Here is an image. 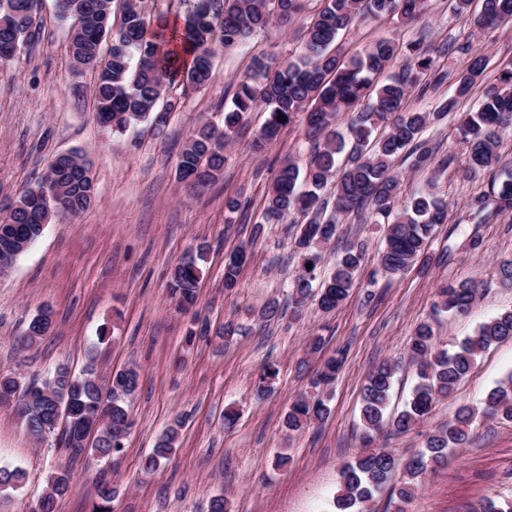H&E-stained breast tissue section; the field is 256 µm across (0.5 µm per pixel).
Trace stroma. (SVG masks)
Instances as JSON below:
<instances>
[{"label":"stroma","mask_w":512,"mask_h":512,"mask_svg":"<svg viewBox=\"0 0 512 512\" xmlns=\"http://www.w3.org/2000/svg\"><path fill=\"white\" fill-rule=\"evenodd\" d=\"M318 0H306L290 28L265 32L227 52L216 48L212 78L204 89L174 86L179 107L163 133L146 123L115 134L97 121L96 76L75 71L66 53L70 21L55 0H39L44 38L0 65V217L21 194L36 187L51 159L77 152L89 162L95 183L91 205L77 216L52 219L38 241L7 272L0 273V371L23 380L41 379L60 363L81 370L85 352L97 346L99 368L108 373L134 366L139 388L131 400L135 426L112 475L114 512H209L223 495L227 512H334L332 498L342 467L363 452L361 407L369 373L384 361L395 367L390 412L411 397L413 368L407 343L429 319L435 288L443 281L474 280L481 293L467 318L441 316L436 332L448 348L476 326L512 309V288L500 285L499 266L512 260V212L478 222L469 202L485 179L462 178L466 146L459 125L485 85L512 67V22L476 31L471 14L454 12L450 0H430L414 22L400 19L356 23L342 39L353 53L382 38L406 45L420 40L437 47L447 41L479 49L487 67L471 98L424 133L447 168L412 169L398 161L399 197L433 194L447 199L449 222L432 241L427 265L404 275L374 279L383 246L376 224L352 216L337 226L325 248L322 276H329L337 252L362 246L364 260L348 299L322 313L307 300L302 317L292 315L286 285L299 266L292 234L283 224H259L264 199L279 165L306 167L311 155L303 118L282 131L262 152L252 148L265 120L250 114L244 129L224 150L220 180L203 195L186 194L177 179L178 157L203 124H221L222 108L247 72L253 56L294 55L302 27ZM244 203L228 213L227 199ZM479 248H471V238ZM207 251L200 266L196 315L179 312L169 293L170 273L198 246ZM246 248L238 286L224 290V262ZM277 304L279 317L262 322L259 313ZM53 313L54 328L36 346L15 345L38 310ZM211 331L225 323L240 328L228 343L215 336L189 340L195 319ZM320 339L317 352L309 344ZM344 364L329 400V415L303 433L288 432L284 419L294 398L311 392L317 367L336 351ZM277 371L264 400L255 389L265 365ZM512 373V340L478 357L471 374L428 419L405 434L381 438V445L407 460L421 450L425 433L451 421L463 406L482 407L487 393ZM235 410L233 426L224 413ZM183 423L177 451L156 472L140 462L157 436L174 420ZM66 458L54 440L34 442L11 408L0 405V466L27 473L22 489L0 501V512H33L47 475ZM99 463L79 464L58 512H90L96 499ZM493 499H512V421L478 418L469 443L456 449L447 466L427 474L404 512H478Z\"/></svg>","instance_id":"35a3bbf8"}]
</instances>
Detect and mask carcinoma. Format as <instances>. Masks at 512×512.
Here are the masks:
<instances>
[{
	"mask_svg": "<svg viewBox=\"0 0 512 512\" xmlns=\"http://www.w3.org/2000/svg\"><path fill=\"white\" fill-rule=\"evenodd\" d=\"M304 2L198 0L180 28L183 50L193 53L189 67L180 52L170 48L164 21L152 24L143 0H121L118 12L113 8L114 0H62L58 11L63 19L83 18V28L71 33L67 56L73 65L100 68L94 90L98 121L112 132L122 133L141 122L157 129L164 127L169 113L177 108L175 102L165 99L168 88L178 81L193 90L205 88L211 79L214 46L233 50L274 23L286 25L301 13ZM321 2L320 9L302 27L298 54L282 60L253 57L247 74L236 84L231 104L224 106L223 126L203 125L189 139L177 162L178 175L195 178L196 187L204 190L221 177L224 148L249 113L258 108L266 113L254 143L257 152L303 114L313 142L309 165L303 174L290 160L280 165L260 220L262 224L288 222L294 228L293 251L301 258V269L289 281V297L296 314L313 294L319 311L332 312L353 288L363 260L359 249H344L336 256L330 276L320 280L317 275L322 248L336 235L341 215L354 214L363 221L384 225L377 267L386 279L427 260L431 241L448 223V202L439 197L413 196L402 208L395 207L399 182L393 174L394 164L406 153L414 157L416 167L433 163L434 151L422 139L423 133L435 120L458 109L486 67L481 53L452 43L435 50L419 43L402 48L382 38L359 54L346 56L338 48V39L355 23L390 17L413 21L426 12L428 0ZM36 11L37 0H0V51L14 42L28 46L38 39L42 26ZM509 21L512 0H482L474 25L484 30ZM104 41L111 46L103 54L100 47ZM450 50L465 55L453 95L433 112L405 107L412 89L425 95L448 82V71L433 65L431 53ZM401 57L402 72L387 74L391 63ZM340 112L355 113L344 134L332 128ZM280 113L282 121L277 120ZM460 132L467 145L461 176L472 180L490 176L488 189L471 199L473 212L484 219L508 212L512 209V171L504 166L498 147L504 136L512 133V70L502 72L498 83L485 89L475 111L463 113ZM87 165L77 153L57 155L37 189L19 197L8 218L0 221V270L15 264L41 236L43 225L56 217L52 212L56 196H62L65 216L86 210L95 193L93 179L82 174ZM329 183L333 185L332 198L326 200L320 191ZM243 255L239 250L224 263L227 291L238 285ZM200 276L194 258L180 262L171 272L169 293L178 309L189 311L196 306ZM478 292L472 281L442 284L436 289L434 313L466 318ZM48 313L50 309L44 308L30 320L27 332L19 338L21 347L35 346L47 336L43 315ZM511 338L512 310L484 321L450 351L437 348L430 323H420L408 346L417 383L406 409L386 416L394 376L390 363L379 364L367 378L361 412L363 444L370 445L388 427L397 434L414 429L455 390L480 353ZM341 365L340 358L332 357L318 367L312 378L317 393L301 394L293 400L286 416L288 430L302 432L326 418L328 399L321 393L330 390ZM138 385L139 373L134 367L102 378L94 348L88 351L80 373L60 365L39 385L0 373V405L13 408L35 442L57 436L68 459L66 465L48 475L36 512H56L58 501L69 490L72 467L80 460L91 458L108 466L115 463L124 449V438L118 433L133 426L127 401ZM479 415L512 420V373L488 393L482 410L463 407L454 421L426 436L424 449L401 467L398 502L414 497L429 470L448 463V449L468 442ZM181 427L177 420L160 434L143 460L144 472H154L170 461ZM397 468L398 460L384 448L359 454L341 471L336 508L340 512H355L357 508L365 512L374 493ZM25 481L22 468L0 467V493L17 491ZM114 495L112 483L101 480L91 512H112Z\"/></svg>",
	"mask_w": 512,
	"mask_h": 512,
	"instance_id": "1",
	"label": "carcinoma"
}]
</instances>
